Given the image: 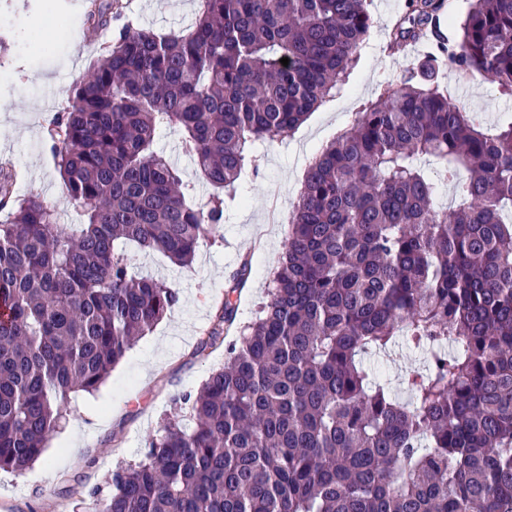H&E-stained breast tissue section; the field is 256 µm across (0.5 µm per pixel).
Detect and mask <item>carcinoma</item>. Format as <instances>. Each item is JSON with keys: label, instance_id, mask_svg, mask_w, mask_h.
<instances>
[{"label": "carcinoma", "instance_id": "1", "mask_svg": "<svg viewBox=\"0 0 512 512\" xmlns=\"http://www.w3.org/2000/svg\"><path fill=\"white\" fill-rule=\"evenodd\" d=\"M199 2L179 34L113 29L50 121L79 234L0 168V469L38 461L69 393L98 391L179 301L125 246L190 265L257 145L345 88L374 26L367 0ZM444 4L407 0L389 45L431 42L418 74L308 166L268 301L237 325L244 257L197 347L224 348V368L173 399L192 426L164 420L96 512H512V122L485 130L435 80L448 68L512 94V0H475L451 39L433 30ZM120 16L99 0L87 22ZM162 129L215 189L206 208L155 149ZM399 338L426 352L405 401L362 361Z\"/></svg>", "mask_w": 512, "mask_h": 512}]
</instances>
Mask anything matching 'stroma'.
Listing matches in <instances>:
<instances>
[{
	"label": "stroma",
	"mask_w": 512,
	"mask_h": 512,
	"mask_svg": "<svg viewBox=\"0 0 512 512\" xmlns=\"http://www.w3.org/2000/svg\"><path fill=\"white\" fill-rule=\"evenodd\" d=\"M130 3L133 23L160 33L187 29L198 11V0ZM405 7L406 0H371L369 10L377 20L371 44L362 49L344 94L282 142L261 146L259 173L243 174L220 238L203 241L191 265L178 267L161 254L127 249L135 272L174 285L180 300L126 352L97 392L71 396L42 459L19 473L0 470V512H92L91 489L107 491L116 465L139 459L171 414V397L196 391L223 367V350L201 356L196 348L245 255H252L254 270L238 295L240 320L250 321L265 301L269 271L287 229L271 222L269 207L275 203L290 211L303 179L304 153H318L388 82L417 72L420 52L386 49L389 29ZM89 9L90 0H0V37L9 42L7 56L0 59V163L14 166L17 196H40L67 224L79 223V211L46 145V128L111 41V29L88 30ZM439 81L485 126L512 121V95L500 92L490 78L472 76L464 93L453 72L443 71ZM156 147L193 185L197 201L206 203L210 188L200 181L178 135L161 131Z\"/></svg>",
	"instance_id": "obj_1"
}]
</instances>
